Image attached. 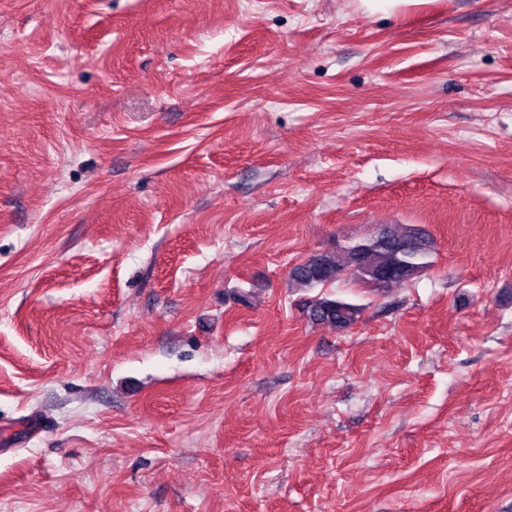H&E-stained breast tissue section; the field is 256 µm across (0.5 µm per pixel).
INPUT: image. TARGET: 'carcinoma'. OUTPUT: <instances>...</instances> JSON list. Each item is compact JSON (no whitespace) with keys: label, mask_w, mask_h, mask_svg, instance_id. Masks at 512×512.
Returning <instances> with one entry per match:
<instances>
[{"label":"carcinoma","mask_w":512,"mask_h":512,"mask_svg":"<svg viewBox=\"0 0 512 512\" xmlns=\"http://www.w3.org/2000/svg\"><path fill=\"white\" fill-rule=\"evenodd\" d=\"M433 241L413 225L385 224L374 233L334 250L310 256L289 271L290 279L307 290L352 279L376 290L421 276L432 264ZM361 311L345 298L322 297L308 302L307 316L336 331L349 329Z\"/></svg>","instance_id":"1"}]
</instances>
